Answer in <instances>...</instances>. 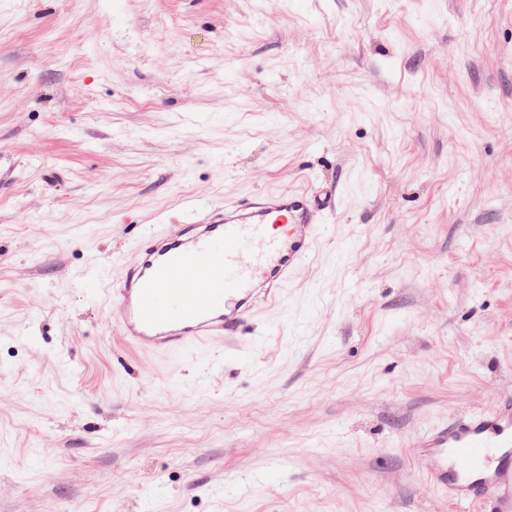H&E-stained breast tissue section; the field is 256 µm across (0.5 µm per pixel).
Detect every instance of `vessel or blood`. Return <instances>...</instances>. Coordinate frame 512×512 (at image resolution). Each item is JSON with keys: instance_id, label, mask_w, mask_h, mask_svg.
<instances>
[{"instance_id": "vessel-or-blood-1", "label": "vessel or blood", "mask_w": 512, "mask_h": 512, "mask_svg": "<svg viewBox=\"0 0 512 512\" xmlns=\"http://www.w3.org/2000/svg\"><path fill=\"white\" fill-rule=\"evenodd\" d=\"M325 209L304 190L202 202L179 223L145 226L137 259L102 290L122 342L180 354L244 335L281 305L324 229ZM430 484L456 506L512 512V395L492 410L449 416L426 432Z\"/></svg>"}]
</instances>
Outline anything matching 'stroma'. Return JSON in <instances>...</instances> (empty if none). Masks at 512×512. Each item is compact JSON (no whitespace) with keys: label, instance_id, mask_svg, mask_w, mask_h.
<instances>
[{"label":"stroma","instance_id":"1","mask_svg":"<svg viewBox=\"0 0 512 512\" xmlns=\"http://www.w3.org/2000/svg\"><path fill=\"white\" fill-rule=\"evenodd\" d=\"M300 188L283 309L127 348L142 225ZM512 393V0H0V512H455ZM430 484L454 506L489 503L491 512L512 511V395L495 408L448 416L424 441Z\"/></svg>","mask_w":512,"mask_h":512}]
</instances>
